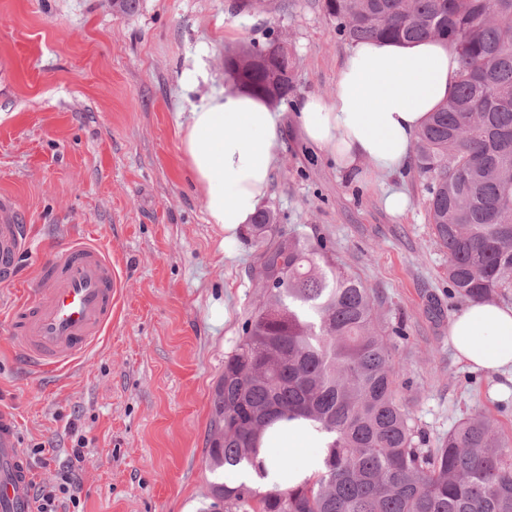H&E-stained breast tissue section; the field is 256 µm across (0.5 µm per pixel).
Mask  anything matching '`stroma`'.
Here are the masks:
<instances>
[{
	"mask_svg": "<svg viewBox=\"0 0 512 512\" xmlns=\"http://www.w3.org/2000/svg\"><path fill=\"white\" fill-rule=\"evenodd\" d=\"M0 0V198L33 246L0 283V402L20 420L38 484L77 472L80 512H199L223 472L205 448L213 399L262 290L256 248L205 221L202 192L179 150L175 113L224 87V56L276 38L295 59L279 162L264 206L278 228L322 240L336 266L374 295L386 328L403 327L395 358L402 397L437 441L475 412L512 436V381L470 368L448 343L463 305L429 223V182L416 167L394 180L407 213H388L377 180L361 181L307 145L294 118L309 95L330 97L351 48L322 0ZM239 17L232 38L225 16ZM206 82L182 89L195 63ZM99 242L122 282L112 325L91 353L35 376L10 344V316L41 266L74 238Z\"/></svg>",
	"mask_w": 512,
	"mask_h": 512,
	"instance_id": "35a3bbf8",
	"label": "stroma"
}]
</instances>
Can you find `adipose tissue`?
<instances>
[{"mask_svg": "<svg viewBox=\"0 0 512 512\" xmlns=\"http://www.w3.org/2000/svg\"><path fill=\"white\" fill-rule=\"evenodd\" d=\"M460 71L452 43L436 39L355 43L330 99L296 107L304 139L363 178L404 170L432 112L454 92ZM284 114L236 81L193 105L178 126L179 150L201 189L208 223L234 234L267 197L280 152ZM457 356L477 369L512 371V305L467 302L448 324ZM323 467L322 438L306 422L276 423L262 437L249 478L265 488L296 485Z\"/></svg>", "mask_w": 512, "mask_h": 512, "instance_id": "1", "label": "adipose tissue"}]
</instances>
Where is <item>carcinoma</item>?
Wrapping results in <instances>:
<instances>
[{"label": "carcinoma", "mask_w": 512, "mask_h": 512, "mask_svg": "<svg viewBox=\"0 0 512 512\" xmlns=\"http://www.w3.org/2000/svg\"><path fill=\"white\" fill-rule=\"evenodd\" d=\"M353 42L434 38L461 58L452 97L419 135L433 234L448 283L468 301L512 293V0H323ZM288 50L245 45L224 72L279 103L292 90ZM262 301L224 358L206 460L232 475L254 463L278 420L311 421L324 469L283 490L213 486L204 512H512V438L476 412L438 447L399 396L396 343L362 282L336 270L326 244L290 236L260 211L250 227Z\"/></svg>", "instance_id": "obj_1"}]
</instances>
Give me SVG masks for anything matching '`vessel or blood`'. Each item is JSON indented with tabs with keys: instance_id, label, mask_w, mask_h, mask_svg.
Wrapping results in <instances>:
<instances>
[{
	"instance_id": "vessel-or-blood-1",
	"label": "vessel or blood",
	"mask_w": 512,
	"mask_h": 512,
	"mask_svg": "<svg viewBox=\"0 0 512 512\" xmlns=\"http://www.w3.org/2000/svg\"><path fill=\"white\" fill-rule=\"evenodd\" d=\"M30 238L9 206L0 205V280L12 278L17 256ZM121 282L112 258L97 243L75 239L39 271L38 286L16 305L12 336L24 365L48 372L86 356L112 324ZM30 475L21 454L18 418L0 405V512H30Z\"/></svg>"
}]
</instances>
